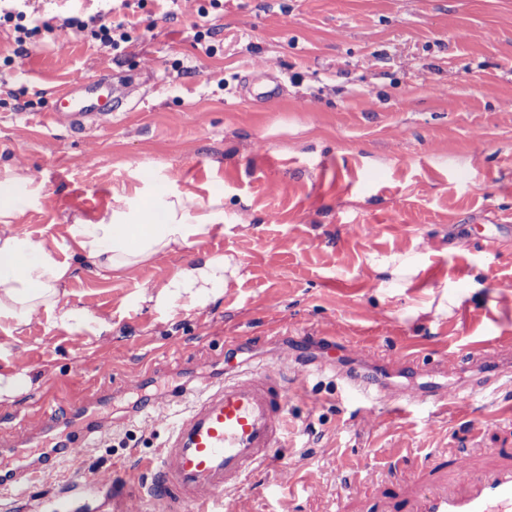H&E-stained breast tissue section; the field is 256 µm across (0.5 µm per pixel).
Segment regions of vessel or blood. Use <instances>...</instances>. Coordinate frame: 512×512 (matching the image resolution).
I'll list each match as a JSON object with an SVG mask.
<instances>
[{
  "label": "vessel or blood",
  "instance_id": "obj_1",
  "mask_svg": "<svg viewBox=\"0 0 512 512\" xmlns=\"http://www.w3.org/2000/svg\"><path fill=\"white\" fill-rule=\"evenodd\" d=\"M56 95L65 109L50 118L75 134L110 119L116 110L112 103L89 105L70 88L57 89ZM290 371L305 375L309 369L294 360L261 370L227 361L223 380L199 388L174 422L150 484L132 486V493L148 495L159 512H212L224 493L238 490L258 466L271 460L274 449L283 447ZM347 382L352 395L367 402L387 388L379 378L355 373ZM88 412L83 401L72 400L51 408L45 418L50 426L66 429L83 420V427L75 429V442L88 445L102 431ZM449 468L453 486L426 487L406 499L400 512H512V461L479 470L470 455L458 452Z\"/></svg>",
  "mask_w": 512,
  "mask_h": 512
}]
</instances>
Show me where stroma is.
<instances>
[{
  "instance_id": "obj_1",
  "label": "stroma",
  "mask_w": 512,
  "mask_h": 512,
  "mask_svg": "<svg viewBox=\"0 0 512 512\" xmlns=\"http://www.w3.org/2000/svg\"><path fill=\"white\" fill-rule=\"evenodd\" d=\"M199 5L180 0L169 18L148 0L116 50L66 29L23 50L0 27V180H20L17 230L71 263L61 307L89 315L74 329L55 312L14 336L0 328V370L39 383L0 404V459L49 447L50 401H87L111 422L95 445L0 488V512H52L79 470L112 484L76 497L74 512H154L126 483L158 460L187 404L163 418L134 413L135 396L204 386L228 357L310 363L319 336L361 347L343 367L386 376L374 424L335 370L292 380L286 448L218 512L241 499L252 512H392L453 449L480 467L511 458L512 0H224L204 17ZM197 28L215 29L213 53ZM104 70L122 112L80 135L42 124L58 86ZM121 188L134 209L216 197L224 221L103 276L71 253L67 228L109 220ZM203 252L240 269L217 300L174 312L141 302ZM449 359L456 373L434 371ZM436 388L449 404L414 401ZM394 468L406 483L337 502L343 476Z\"/></svg>"
}]
</instances>
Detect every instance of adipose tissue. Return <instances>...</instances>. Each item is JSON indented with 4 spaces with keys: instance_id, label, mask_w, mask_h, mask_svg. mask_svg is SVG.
<instances>
[{
    "instance_id": "obj_1",
    "label": "adipose tissue",
    "mask_w": 512,
    "mask_h": 512,
    "mask_svg": "<svg viewBox=\"0 0 512 512\" xmlns=\"http://www.w3.org/2000/svg\"><path fill=\"white\" fill-rule=\"evenodd\" d=\"M13 181L0 183V322L9 321L22 332L40 311L59 310L69 262L57 260L41 243L13 229L22 207L13 193ZM109 221L73 224L68 228L77 252L91 258L99 271H126L160 255L199 242L212 225L223 223L220 200L200 202L191 194L148 201L129 210L123 192ZM229 269L223 257L201 255L176 267L160 283L147 289L155 307L173 310L185 304L204 305L221 296ZM62 324L80 323V309L59 310Z\"/></svg>"
}]
</instances>
